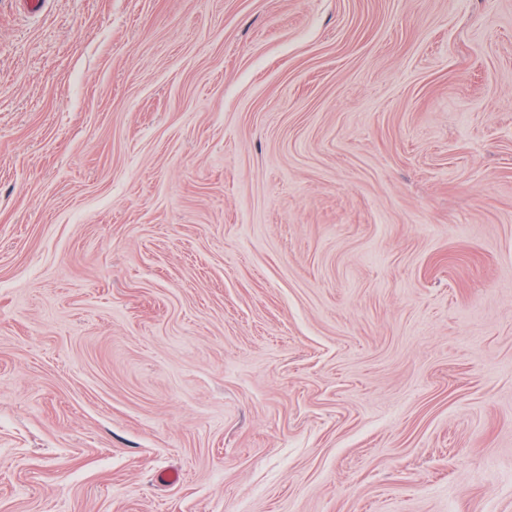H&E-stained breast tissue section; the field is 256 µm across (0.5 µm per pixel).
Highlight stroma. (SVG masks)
<instances>
[{
  "instance_id": "stroma-1",
  "label": "stroma",
  "mask_w": 512,
  "mask_h": 512,
  "mask_svg": "<svg viewBox=\"0 0 512 512\" xmlns=\"http://www.w3.org/2000/svg\"><path fill=\"white\" fill-rule=\"evenodd\" d=\"M0 512H512V0H0Z\"/></svg>"
}]
</instances>
